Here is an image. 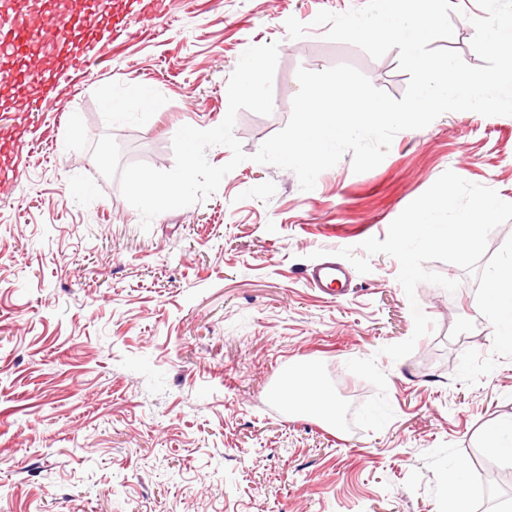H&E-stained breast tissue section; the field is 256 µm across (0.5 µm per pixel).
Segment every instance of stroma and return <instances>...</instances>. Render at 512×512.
I'll list each match as a JSON object with an SVG mask.
<instances>
[{
	"mask_svg": "<svg viewBox=\"0 0 512 512\" xmlns=\"http://www.w3.org/2000/svg\"><path fill=\"white\" fill-rule=\"evenodd\" d=\"M454 35L436 40L470 65L476 0H452ZM365 0H164L160 23L102 32L88 67L62 77L56 105L31 127L26 171L0 192V512H448L451 463L468 468L473 512H512V472L482 434L512 418V359L476 385L455 377L462 352L492 351L477 282L429 270L408 300L398 261L370 257L333 298L308 281L311 254L385 238L392 221L447 170L512 203V116L448 112L398 133L374 169L351 154L313 190L272 165L241 163L204 202L158 215L150 230L90 151L64 146L79 114L90 140L112 134L123 161L168 170L184 125L206 130L228 109L227 85L252 45L278 43L274 111H239L234 135L254 154L288 122L298 68L347 64L402 98L397 51L371 58L326 39L317 13ZM307 24L300 39L285 21ZM152 88L146 109L115 114L108 97ZM435 323L412 354L411 302ZM375 358L393 419L345 432L283 414L267 394L288 365L320 361L365 402L373 386L346 367Z\"/></svg>",
	"mask_w": 512,
	"mask_h": 512,
	"instance_id": "35a3bbf8",
	"label": "stroma"
}]
</instances>
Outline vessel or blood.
Listing matches in <instances>:
<instances>
[{"mask_svg": "<svg viewBox=\"0 0 512 512\" xmlns=\"http://www.w3.org/2000/svg\"><path fill=\"white\" fill-rule=\"evenodd\" d=\"M135 13L105 11L100 0H82V8L72 14L47 9L37 15H15L12 26L0 30V47L10 53L8 64L0 66V124H11L14 142L0 141V188L7 177H19L30 143L26 138L37 112L52 93L50 73L45 62L55 64L56 71H78L86 67L87 48L98 41L102 28L125 27L130 16L160 19V0H132ZM342 269L333 263L316 268L315 286L335 290Z\"/></svg>", "mask_w": 512, "mask_h": 512, "instance_id": "vessel-or-blood-1", "label": "vessel or blood"}]
</instances>
